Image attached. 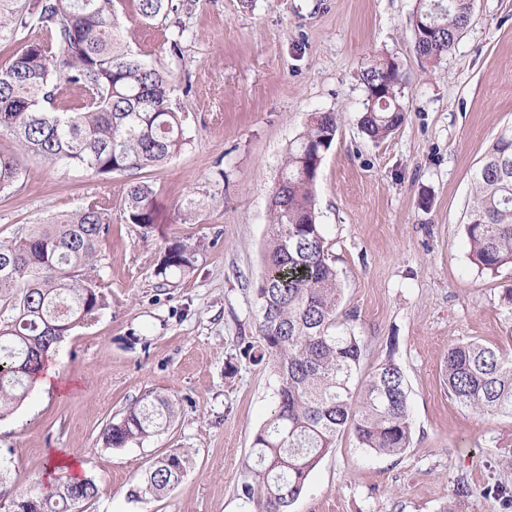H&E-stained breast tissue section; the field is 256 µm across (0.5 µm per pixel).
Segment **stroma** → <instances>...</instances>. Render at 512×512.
<instances>
[{
	"mask_svg": "<svg viewBox=\"0 0 512 512\" xmlns=\"http://www.w3.org/2000/svg\"><path fill=\"white\" fill-rule=\"evenodd\" d=\"M174 2L178 11L150 21L135 0H114V9L130 49L174 88L187 117L182 152L110 175L31 157L0 194L2 242L87 198L112 202L89 273L105 283L106 306L61 342L55 391L32 387L0 418V474L16 495L46 493L61 482L54 459L71 457L99 489L84 512H248L236 489L278 388L244 353L256 337L270 194L310 115L334 111L341 120L319 169L316 220L340 308L364 345L362 373L391 360L405 374L412 439L388 456L344 431L289 512H512V419L462 406L443 382L457 343L512 353V267L479 271L464 232L473 173L512 129V0H473L468 28L429 66L414 50L416 0ZM386 57L400 64L405 119L374 141L360 126L359 74ZM134 181L154 191L147 233L125 218ZM175 243L197 247L194 269L158 275ZM148 391L173 401L168 429L105 447L106 425ZM173 449L190 458L183 479L162 497L131 498ZM461 481L468 496L457 492Z\"/></svg>",
	"mask_w": 512,
	"mask_h": 512,
	"instance_id": "1",
	"label": "stroma"
}]
</instances>
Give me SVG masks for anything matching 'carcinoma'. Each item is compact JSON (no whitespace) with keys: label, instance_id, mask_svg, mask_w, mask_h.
Returning a JSON list of instances; mask_svg holds the SVG:
<instances>
[{"label":"carcinoma","instance_id":"carcinoma-1","mask_svg":"<svg viewBox=\"0 0 512 512\" xmlns=\"http://www.w3.org/2000/svg\"><path fill=\"white\" fill-rule=\"evenodd\" d=\"M473 0H417L414 48L433 64L468 27ZM139 16L152 20L176 11L173 0H137ZM47 43L22 50L0 68V132L17 151L0 153V192L20 180V156L33 154L96 174L142 170L161 164L184 146L185 117L171 101L173 89L155 68L136 58L114 11L113 0H0V42L32 25ZM366 112L361 127L382 140L404 120L399 64L390 58L364 68ZM63 86L84 91L82 104L56 111ZM340 114L317 112L288 147L271 194L267 259L256 288L258 341L247 346L266 362L279 388L266 421L255 432L237 495L251 512H288L312 470L350 427L359 445L400 455L411 443L404 372L389 360L359 376L363 343L342 319V288L322 225L316 223L313 189L330 149ZM466 213L469 255L478 270L512 266V130L502 132L474 172ZM124 213L143 231L156 221L153 190L132 182ZM111 207L90 199L68 215L49 219L36 232L0 243V417L23 401L47 358L78 326L94 322L105 307L106 285L93 284L99 243ZM195 250L176 243L164 252L159 273L192 269ZM444 383L461 405L512 418V357L477 340L448 350ZM175 415L171 400L144 394L106 428L109 448H124L162 430ZM188 457L169 452L147 469L132 490L137 500L158 498L187 471ZM98 487L91 478L67 481L55 493H29L15 506L0 484V512H79Z\"/></svg>","mask_w":512,"mask_h":512}]
</instances>
